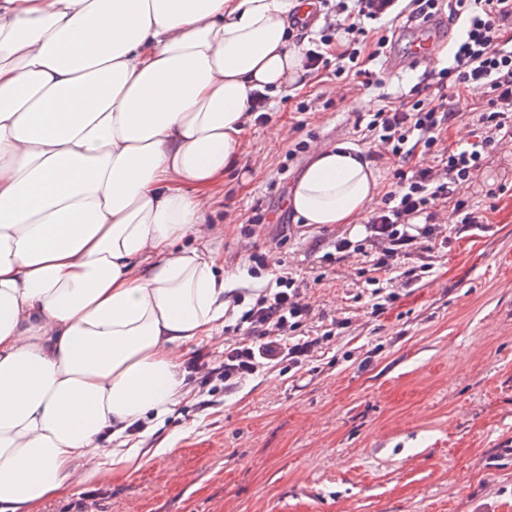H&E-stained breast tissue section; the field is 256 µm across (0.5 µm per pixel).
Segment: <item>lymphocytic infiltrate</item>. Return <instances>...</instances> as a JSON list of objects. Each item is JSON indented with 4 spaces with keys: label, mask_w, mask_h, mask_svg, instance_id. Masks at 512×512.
Segmentation results:
<instances>
[{
    "label": "lymphocytic infiltrate",
    "mask_w": 512,
    "mask_h": 512,
    "mask_svg": "<svg viewBox=\"0 0 512 512\" xmlns=\"http://www.w3.org/2000/svg\"><path fill=\"white\" fill-rule=\"evenodd\" d=\"M443 4L448 7L449 23L462 26L450 66L428 79L424 97L386 102L354 122L361 141L375 145L371 158L392 155L401 160V168L393 174L394 187L384 195L381 206L373 209L364 239H337L332 251L323 256L331 266L353 253L365 255L375 312L395 297L382 286V277L410 255L419 239L437 238L434 206L452 202V213L466 230L486 223L484 210L463 198L462 192L477 179L492 152L512 147V0H409L404 8L409 20L425 22ZM397 7L398 0H353L349 8L338 0V18L331 22L330 34L322 36L321 48L305 52V68L328 67L325 49L333 44L332 32L363 30L365 22L382 20ZM460 89L481 100L475 115L480 135L462 149L441 143L442 131L456 117L448 107V95ZM421 153L436 154L437 164L418 165L416 158ZM421 216L426 223L419 228L414 221ZM307 288L295 273L281 269L272 282L254 293L242 312L243 336L228 342L223 355L194 366L190 382L203 388L219 382L229 392L272 365L297 367L312 357L320 338L300 337L313 315Z\"/></svg>",
    "instance_id": "lymphocytic-infiltrate-1"
}]
</instances>
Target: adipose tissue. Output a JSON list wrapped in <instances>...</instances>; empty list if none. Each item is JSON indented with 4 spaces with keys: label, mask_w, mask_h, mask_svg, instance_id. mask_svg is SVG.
<instances>
[{
    "label": "adipose tissue",
    "mask_w": 512,
    "mask_h": 512,
    "mask_svg": "<svg viewBox=\"0 0 512 512\" xmlns=\"http://www.w3.org/2000/svg\"><path fill=\"white\" fill-rule=\"evenodd\" d=\"M300 0H0V512L140 452L189 388L183 345L232 310L205 223L253 95L306 75ZM379 174L316 148L303 224H356ZM198 248L177 250L186 236ZM114 443L101 454L103 437Z\"/></svg>",
    "instance_id": "1"
}]
</instances>
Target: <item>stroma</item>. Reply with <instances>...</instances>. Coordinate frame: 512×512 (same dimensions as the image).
Segmentation results:
<instances>
[{"mask_svg":"<svg viewBox=\"0 0 512 512\" xmlns=\"http://www.w3.org/2000/svg\"><path fill=\"white\" fill-rule=\"evenodd\" d=\"M378 82L347 89L332 71L309 72L280 94L267 120L212 189L207 223L221 229L224 276L257 289L249 255L272 251L303 276L327 333L302 367L269 368L209 407L191 393L164 419H147L148 447L171 434L175 449L145 456L119 476L85 481L43 512H512V153L492 156L465 194L490 201L488 222L457 232L437 209L447 243L414 250L406 266L430 264L424 284L397 288L371 313L356 258L324 266L322 239L366 235L361 224L307 228L292 219L288 193L309 153L292 143H356L357 115L410 95L423 65L368 62ZM307 102L310 113L298 112ZM284 126L270 139L268 125ZM505 185L486 198L487 189ZM268 224L240 234L255 208ZM347 328H338V321Z\"/></svg>","mask_w":512,"mask_h":512,"instance_id":"stroma-1","label":"stroma"}]
</instances>
